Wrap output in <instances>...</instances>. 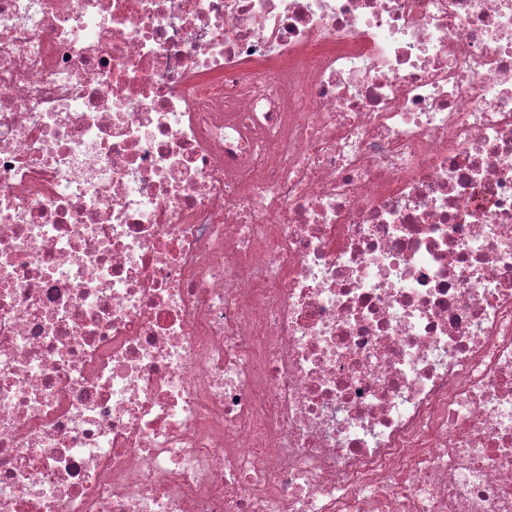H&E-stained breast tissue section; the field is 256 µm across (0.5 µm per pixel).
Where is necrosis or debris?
Returning a JSON list of instances; mask_svg holds the SVG:
<instances>
[{
  "instance_id": "1",
  "label": "necrosis or debris",
  "mask_w": 512,
  "mask_h": 512,
  "mask_svg": "<svg viewBox=\"0 0 512 512\" xmlns=\"http://www.w3.org/2000/svg\"><path fill=\"white\" fill-rule=\"evenodd\" d=\"M0 512H512V0H0Z\"/></svg>"
}]
</instances>
